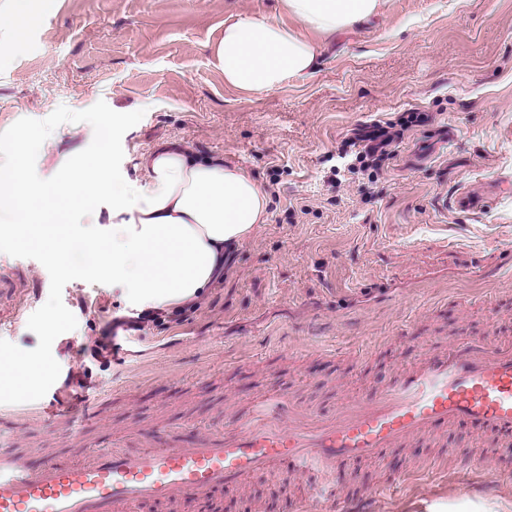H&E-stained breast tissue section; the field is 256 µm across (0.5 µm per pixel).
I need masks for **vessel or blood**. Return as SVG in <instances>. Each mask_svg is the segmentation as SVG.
<instances>
[{
  "mask_svg": "<svg viewBox=\"0 0 512 512\" xmlns=\"http://www.w3.org/2000/svg\"><path fill=\"white\" fill-rule=\"evenodd\" d=\"M462 421L512 445V348L494 337L429 354L324 419L273 388L222 429L190 439L163 430L132 454L104 449L36 468L0 455V512H133L148 502L200 499L285 462L294 474L318 476L300 512H363V501L339 502L337 471Z\"/></svg>",
  "mask_w": 512,
  "mask_h": 512,
  "instance_id": "vessel-or-blood-1",
  "label": "vessel or blood"
}]
</instances>
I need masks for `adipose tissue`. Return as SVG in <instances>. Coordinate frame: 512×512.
Here are the masks:
<instances>
[{
    "label": "adipose tissue",
    "instance_id": "ef3b65f1",
    "mask_svg": "<svg viewBox=\"0 0 512 512\" xmlns=\"http://www.w3.org/2000/svg\"><path fill=\"white\" fill-rule=\"evenodd\" d=\"M383 0H282L301 29L257 18L225 23L215 53L225 84L262 94L317 68L314 35L331 36L362 25ZM108 155L70 162L60 181L31 186L20 169L0 166V209L22 222L35 219L36 197H58L81 209L95 200L122 220L89 238L85 252L94 273L126 288L129 305L164 314L199 300L224 270V257L267 223L269 199L242 167L200 158L178 142L157 145L140 158L147 184L105 179Z\"/></svg>",
    "mask_w": 512,
    "mask_h": 512
}]
</instances>
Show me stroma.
<instances>
[{
	"label": "stroma",
	"instance_id": "obj_1",
	"mask_svg": "<svg viewBox=\"0 0 512 512\" xmlns=\"http://www.w3.org/2000/svg\"><path fill=\"white\" fill-rule=\"evenodd\" d=\"M242 17L285 14L280 0H52L0 53V139L24 147L0 165L20 161L31 182L105 143L106 178L142 187L141 155L175 139L243 167L270 200L215 285L161 320L96 274L63 275L40 225L0 223L16 288L0 298V360L44 376L0 386V453L34 467L122 435L132 450L163 428L215 430L272 387L328 415L460 340L512 344V0H385L323 41L314 74L260 95L226 85L213 53ZM411 111L429 122L350 173L354 133ZM465 191L481 209L444 207ZM106 210L55 215L73 264ZM52 400L68 414H41ZM465 449L490 457L486 485L438 469ZM308 484L258 474L212 493L210 512H298ZM336 484L371 512H512V447L460 422Z\"/></svg>",
	"mask_w": 512,
	"mask_h": 512
}]
</instances>
